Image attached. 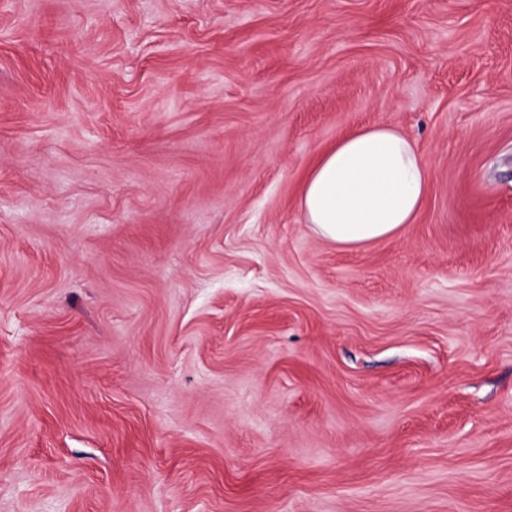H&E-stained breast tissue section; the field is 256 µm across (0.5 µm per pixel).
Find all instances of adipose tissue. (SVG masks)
Returning a JSON list of instances; mask_svg holds the SVG:
<instances>
[{"label":"adipose tissue","instance_id":"ef3b65f1","mask_svg":"<svg viewBox=\"0 0 512 512\" xmlns=\"http://www.w3.org/2000/svg\"><path fill=\"white\" fill-rule=\"evenodd\" d=\"M429 180L427 162L409 137L386 124L361 126L309 168L299 209L322 239L361 249L416 222Z\"/></svg>","mask_w":512,"mask_h":512}]
</instances>
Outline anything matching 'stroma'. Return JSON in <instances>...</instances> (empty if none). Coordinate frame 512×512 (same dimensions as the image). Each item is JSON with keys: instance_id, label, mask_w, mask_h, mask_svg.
<instances>
[{"instance_id": "35a3bbf8", "label": "stroma", "mask_w": 512, "mask_h": 512, "mask_svg": "<svg viewBox=\"0 0 512 512\" xmlns=\"http://www.w3.org/2000/svg\"><path fill=\"white\" fill-rule=\"evenodd\" d=\"M0 512H512V0H0ZM430 175L416 144L398 129H353L307 171L299 198L304 224L346 249L398 237L415 223Z\"/></svg>"}]
</instances>
